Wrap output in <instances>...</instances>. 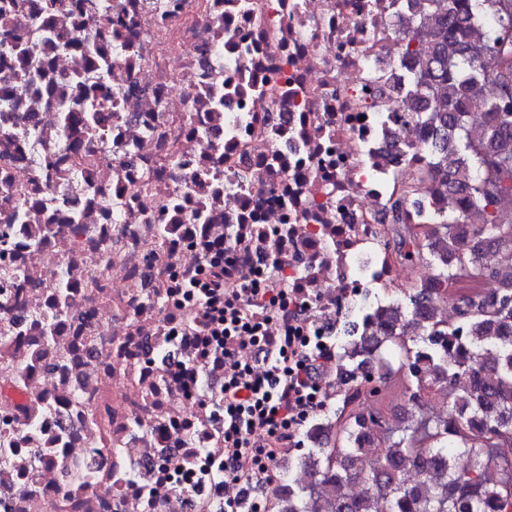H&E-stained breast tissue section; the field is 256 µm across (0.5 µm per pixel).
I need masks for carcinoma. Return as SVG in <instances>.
Masks as SVG:
<instances>
[{
    "label": "carcinoma",
    "mask_w": 512,
    "mask_h": 512,
    "mask_svg": "<svg viewBox=\"0 0 512 512\" xmlns=\"http://www.w3.org/2000/svg\"><path fill=\"white\" fill-rule=\"evenodd\" d=\"M431 2V51L411 37L403 54L427 95L418 115L432 165L403 176L419 189L394 201L387 243L404 269L433 274L336 338V377L349 383L322 416L333 437L297 460L302 480L272 488V512H512V0ZM111 37L112 0H100L94 65L105 70ZM480 84L491 99L475 95ZM111 116L85 115L81 128ZM429 181L479 223L409 224L405 207ZM489 280L500 288L485 291ZM455 393L446 416L427 414L428 400ZM397 396L410 421L392 429Z\"/></svg>",
    "instance_id": "1"
}]
</instances>
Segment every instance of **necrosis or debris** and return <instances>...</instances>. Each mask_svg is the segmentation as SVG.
<instances>
[{
  "label": "necrosis or debris",
  "mask_w": 512,
  "mask_h": 512,
  "mask_svg": "<svg viewBox=\"0 0 512 512\" xmlns=\"http://www.w3.org/2000/svg\"><path fill=\"white\" fill-rule=\"evenodd\" d=\"M75 2L0 10L28 70L0 51L26 116L0 133V512H222L224 351L266 370L225 335L232 290L287 298L263 335L328 341L411 282L385 239L428 163L402 45L429 0H112L108 72ZM74 76L112 100L91 142L53 119L87 110Z\"/></svg>",
  "instance_id": "4bbe7bcc"
}]
</instances>
